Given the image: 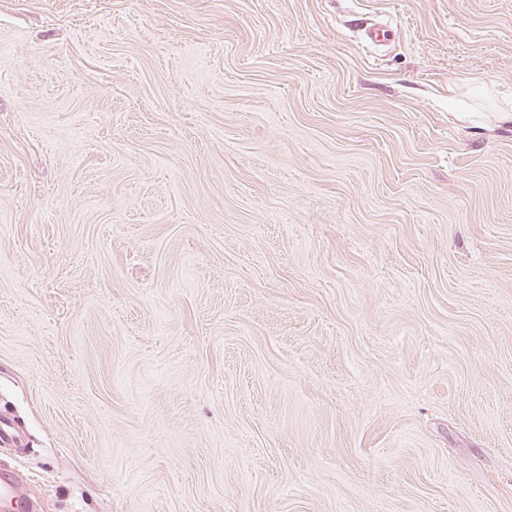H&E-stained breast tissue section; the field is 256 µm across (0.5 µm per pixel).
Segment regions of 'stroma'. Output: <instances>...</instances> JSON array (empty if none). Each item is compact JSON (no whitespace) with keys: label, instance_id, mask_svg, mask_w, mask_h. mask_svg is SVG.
I'll return each instance as SVG.
<instances>
[{"label":"stroma","instance_id":"35a3bbf8","mask_svg":"<svg viewBox=\"0 0 512 512\" xmlns=\"http://www.w3.org/2000/svg\"><path fill=\"white\" fill-rule=\"evenodd\" d=\"M476 82L512 0H0V468L41 512H512Z\"/></svg>","mask_w":512,"mask_h":512}]
</instances>
